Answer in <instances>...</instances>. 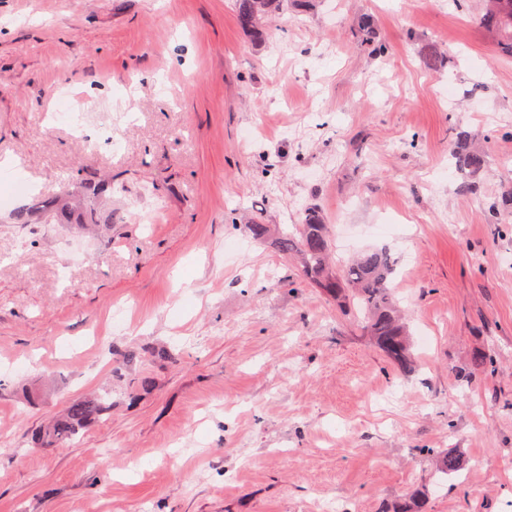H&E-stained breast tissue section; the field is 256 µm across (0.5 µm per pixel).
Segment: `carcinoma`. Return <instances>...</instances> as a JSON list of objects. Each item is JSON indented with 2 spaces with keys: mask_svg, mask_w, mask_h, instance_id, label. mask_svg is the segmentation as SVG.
<instances>
[{
  "mask_svg": "<svg viewBox=\"0 0 512 512\" xmlns=\"http://www.w3.org/2000/svg\"><path fill=\"white\" fill-rule=\"evenodd\" d=\"M481 21L506 37L512 50V0H485ZM237 19L241 28L258 40L270 37L266 21L285 9L284 0H235ZM457 171L462 176L461 187L466 192L477 188L476 179L482 171L484 155L471 146V136L461 134L452 149ZM110 183L87 181L83 196L91 202L105 193ZM46 219L58 224L84 226L95 218L92 210L74 213L57 210L55 204L45 205ZM253 239L271 242L282 255L295 260L305 279L337 301L358 303L364 311L365 332L378 350L402 373L413 368L404 324V316L395 299L393 274L396 263L387 250H373L337 265L332 259L333 239L330 226L314 210L305 213L293 230L276 234L267 224H248ZM111 391L74 399L46 428L35 432L34 438L44 446H59L74 441L92 422L111 410Z\"/></svg>",
  "mask_w": 512,
  "mask_h": 512,
  "instance_id": "1",
  "label": "carcinoma"
}]
</instances>
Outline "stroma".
Wrapping results in <instances>:
<instances>
[{
	"label": "stroma",
	"instance_id": "obj_1",
	"mask_svg": "<svg viewBox=\"0 0 512 512\" xmlns=\"http://www.w3.org/2000/svg\"><path fill=\"white\" fill-rule=\"evenodd\" d=\"M482 7L317 0L258 45L233 0H0V512H382L421 485L431 512H512V224L487 214L512 196V54ZM91 177L111 225L16 223ZM310 206L337 259H395L411 376L242 226ZM130 346L180 358L126 366L152 380L131 397ZM102 385L110 418L32 442ZM471 140L470 135L461 134L457 137L452 149V157L455 160L456 169L463 179L461 187L466 192L476 190V179L485 164L484 155L472 148Z\"/></svg>",
	"mask_w": 512,
	"mask_h": 512
}]
</instances>
